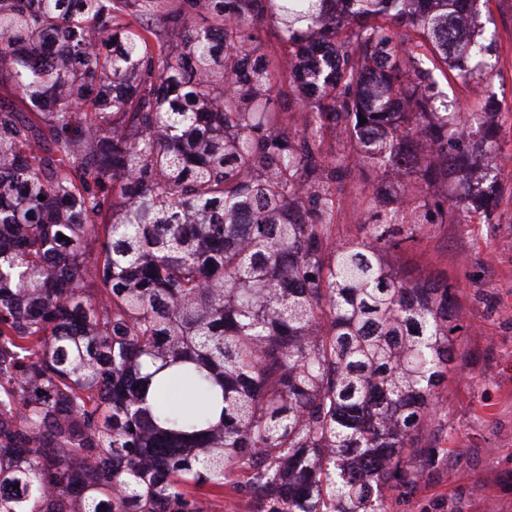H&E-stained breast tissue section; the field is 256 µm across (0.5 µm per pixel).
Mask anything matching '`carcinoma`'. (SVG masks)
Here are the masks:
<instances>
[{
	"label": "carcinoma",
	"instance_id": "cac0c4a2",
	"mask_svg": "<svg viewBox=\"0 0 512 512\" xmlns=\"http://www.w3.org/2000/svg\"><path fill=\"white\" fill-rule=\"evenodd\" d=\"M478 2L0 0V512H389L416 488L456 327L448 284L390 258L503 191L405 181L499 149L440 88L495 69ZM283 71L297 112L271 109ZM359 173L386 191L342 241Z\"/></svg>",
	"mask_w": 512,
	"mask_h": 512
}]
</instances>
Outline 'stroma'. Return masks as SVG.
Returning <instances> with one entry per match:
<instances>
[{
  "label": "stroma",
  "instance_id": "obj_1",
  "mask_svg": "<svg viewBox=\"0 0 512 512\" xmlns=\"http://www.w3.org/2000/svg\"><path fill=\"white\" fill-rule=\"evenodd\" d=\"M479 21L495 41L489 85L450 80L461 114L501 104L496 173L505 188L488 224H432L397 257L409 277L448 282L455 360L438 389L435 466L412 493H388L390 512H512V0H489Z\"/></svg>",
  "mask_w": 512,
  "mask_h": 512
}]
</instances>
